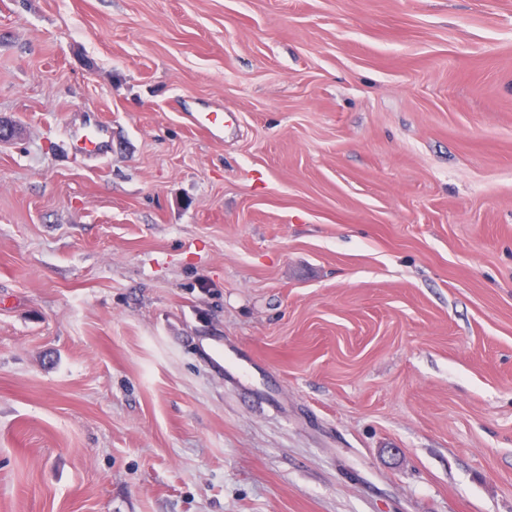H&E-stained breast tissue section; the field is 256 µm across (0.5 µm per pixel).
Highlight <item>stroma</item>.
Here are the masks:
<instances>
[{
  "label": "stroma",
  "instance_id": "stroma-1",
  "mask_svg": "<svg viewBox=\"0 0 512 512\" xmlns=\"http://www.w3.org/2000/svg\"><path fill=\"white\" fill-rule=\"evenodd\" d=\"M0 117V512H512V0H0Z\"/></svg>",
  "mask_w": 512,
  "mask_h": 512
}]
</instances>
